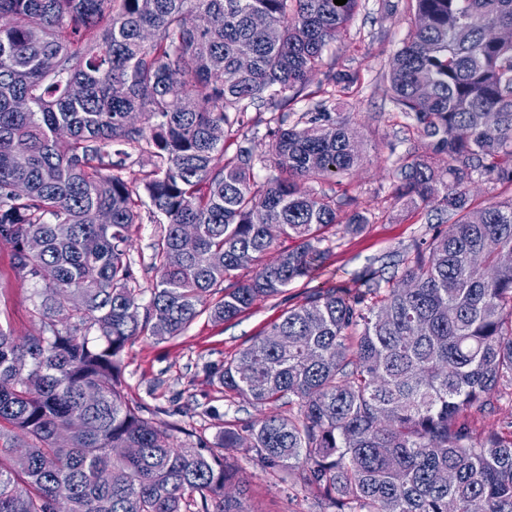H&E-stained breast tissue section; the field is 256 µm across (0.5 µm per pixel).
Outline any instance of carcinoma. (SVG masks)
I'll return each mask as SVG.
<instances>
[{
	"mask_svg": "<svg viewBox=\"0 0 512 512\" xmlns=\"http://www.w3.org/2000/svg\"><path fill=\"white\" fill-rule=\"evenodd\" d=\"M359 2L0 0V242L44 283V333L0 325V423L27 444L0 448V512H250L216 447L302 468L336 512H512V429L471 420L512 392V196L481 204L471 190L476 177L512 185V40L490 38L512 30V0H407L382 91L428 151L392 161L391 197L448 227L407 252L397 280L370 268L362 290L315 292L217 370L224 390L297 413L178 448L122 392L129 342L182 335L252 267L209 309L230 321L312 278L324 229L370 224L343 211L352 199L300 189L363 164L335 93L307 91ZM300 98L298 123L267 127L274 168L259 185L244 117ZM145 153L154 169L131 184L127 160ZM143 195L163 225L144 307L127 249ZM285 238L295 245L263 262ZM69 294L83 305L57 321Z\"/></svg>",
	"mask_w": 512,
	"mask_h": 512,
	"instance_id": "1",
	"label": "carcinoma"
}]
</instances>
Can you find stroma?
<instances>
[{"instance_id":"obj_1","label":"stroma","mask_w":512,"mask_h":512,"mask_svg":"<svg viewBox=\"0 0 512 512\" xmlns=\"http://www.w3.org/2000/svg\"><path fill=\"white\" fill-rule=\"evenodd\" d=\"M403 5L404 0H362L352 22L326 52L325 67L313 74L309 85L310 90H317L332 72L355 78L349 89L337 92L336 109L355 128L369 157L343 182L356 210L370 218L366 230L346 236L340 226L327 228L331 252L314 279L297 281L285 293L257 301L234 320L216 323L203 315L182 336L167 340L140 337L125 347L121 361L126 400L160 428L180 427L178 444L202 441L211 445L225 425L239 426L266 412L287 414L285 404L263 409L226 393L213 370L286 310L302 304L310 293L332 286L355 287L358 275L369 267L393 273L400 252L432 235L433 227L424 215L407 219L394 206L384 165L390 154L426 151V142L408 131L407 119L374 90L389 56L408 35ZM160 232V225L148 220L131 229L129 255L143 304L157 279L154 245ZM42 288L41 281L15 269L10 245L0 243V324L10 327L18 338L43 330L34 313ZM223 454L248 478L252 512H332L304 484L298 469L266 468L255 452L243 448H227Z\"/></svg>"}]
</instances>
